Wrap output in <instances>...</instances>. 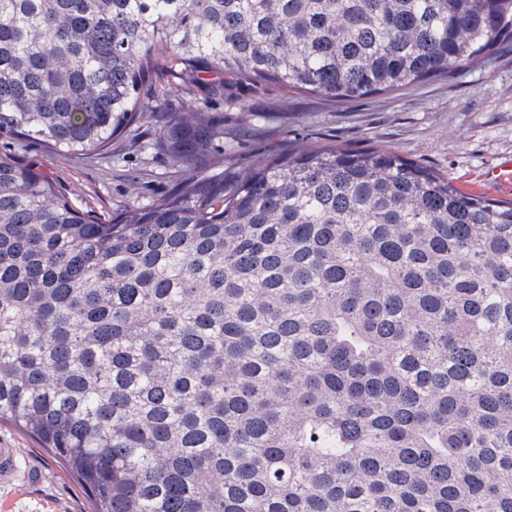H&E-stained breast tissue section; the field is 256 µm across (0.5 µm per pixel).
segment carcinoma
Wrapping results in <instances>:
<instances>
[{"label": "carcinoma", "instance_id": "1", "mask_svg": "<svg viewBox=\"0 0 512 512\" xmlns=\"http://www.w3.org/2000/svg\"><path fill=\"white\" fill-rule=\"evenodd\" d=\"M511 45L512 0H0V138L104 155L160 72L343 104ZM2 421L92 512H512V202L336 145L101 219L0 155Z\"/></svg>", "mask_w": 512, "mask_h": 512}]
</instances>
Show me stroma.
Returning a JSON list of instances; mask_svg holds the SVG:
<instances>
[{
  "label": "stroma",
  "instance_id": "obj_1",
  "mask_svg": "<svg viewBox=\"0 0 512 512\" xmlns=\"http://www.w3.org/2000/svg\"><path fill=\"white\" fill-rule=\"evenodd\" d=\"M146 95L148 113L138 144L113 139L106 155L50 154L30 142L0 139V154L34 165L76 207L108 217L154 202L189 174L243 175L252 160L272 152L347 144L382 145L423 163L464 191L512 201V189L486 182L493 167L512 160V49L504 48L453 78L340 105L288 92L274 83L241 88L191 85L160 78ZM201 109L224 131V151L179 166L152 145L162 135L163 108ZM0 512H91L78 481L34 439L0 424Z\"/></svg>",
  "mask_w": 512,
  "mask_h": 512
}]
</instances>
